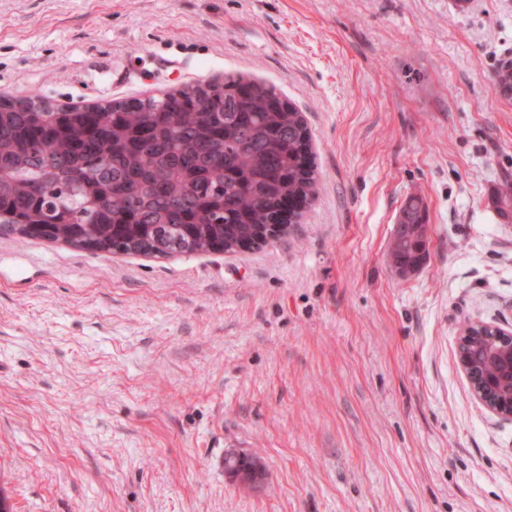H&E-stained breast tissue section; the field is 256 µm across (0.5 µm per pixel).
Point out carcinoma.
<instances>
[{"instance_id": "cac0c4a2", "label": "carcinoma", "mask_w": 512, "mask_h": 512, "mask_svg": "<svg viewBox=\"0 0 512 512\" xmlns=\"http://www.w3.org/2000/svg\"><path fill=\"white\" fill-rule=\"evenodd\" d=\"M0 105V227L80 247L156 256L224 251L283 223L282 208L313 201L316 166L307 125L281 108L272 85L239 77L199 95L129 97L115 110L39 112ZM413 230L393 238L391 267H421L426 206L402 209Z\"/></svg>"}]
</instances>
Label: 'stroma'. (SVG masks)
Instances as JSON below:
<instances>
[{
    "label": "stroma",
    "mask_w": 512,
    "mask_h": 512,
    "mask_svg": "<svg viewBox=\"0 0 512 512\" xmlns=\"http://www.w3.org/2000/svg\"><path fill=\"white\" fill-rule=\"evenodd\" d=\"M512 0H0V96L244 76L305 117L318 194L267 245L169 258L0 229L12 512H512V420L457 358L512 328ZM428 258L387 262L408 197ZM255 454L262 486L224 457ZM236 464L226 470L227 479L237 485L256 489L266 478V466L263 460L244 451H233L227 454Z\"/></svg>",
    "instance_id": "obj_1"
}]
</instances>
